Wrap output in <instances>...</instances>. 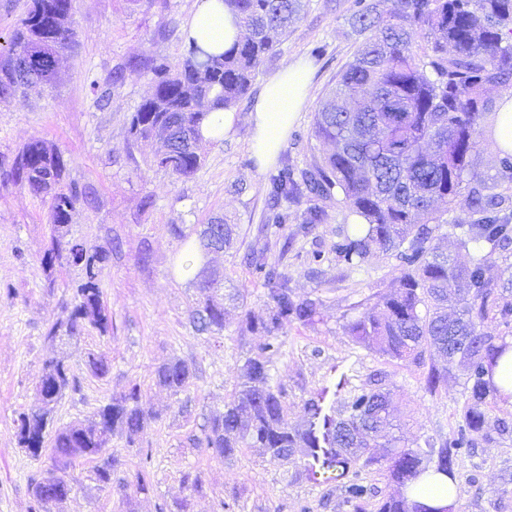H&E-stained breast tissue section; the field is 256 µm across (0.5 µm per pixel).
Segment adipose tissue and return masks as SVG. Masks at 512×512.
<instances>
[{"instance_id": "obj_1", "label": "adipose tissue", "mask_w": 512, "mask_h": 512, "mask_svg": "<svg viewBox=\"0 0 512 512\" xmlns=\"http://www.w3.org/2000/svg\"><path fill=\"white\" fill-rule=\"evenodd\" d=\"M242 34L237 20L226 10L223 0H196L185 27L186 39L203 50L218 54ZM313 68L311 63L290 61L272 75L250 112V146L260 166L273 164L307 103ZM410 498L436 507H457L458 491L444 475L426 471L409 488Z\"/></svg>"}]
</instances>
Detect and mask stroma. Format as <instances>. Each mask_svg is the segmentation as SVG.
I'll return each instance as SVG.
<instances>
[{
	"label": "stroma",
	"instance_id": "35a3bbf8",
	"mask_svg": "<svg viewBox=\"0 0 512 512\" xmlns=\"http://www.w3.org/2000/svg\"><path fill=\"white\" fill-rule=\"evenodd\" d=\"M194 4L74 0L76 41L61 60L56 85L0 108V154L15 156L28 140L42 139L62 155L68 178L91 187L94 203L76 209L69 236L108 250L101 288L112 319L107 334L89 328L66 345L50 346L46 331L68 320L81 273L42 262L52 247L47 204L24 185L0 187V512H29V481L50 465L49 457L35 460L19 448L16 420L35 404L42 362L54 353L79 382L58 404L55 426L92 418L99 405L134 386L153 413L136 447H126L121 435H113L108 450L122 465L112 476V488L98 490L91 480L95 459L77 463L72 471L77 484L64 512H158L159 506L186 497L191 512H375L380 499L403 494L385 469H359L358 479L371 494L357 510L348 503L342 482L310 477V457L281 463L262 449L243 448L225 459L198 447L210 410L232 398L241 365L263 340L261 333L242 327L247 315L265 321L271 306L262 277L248 262L252 254L286 274L295 298L321 301L319 321L284 324L281 352L273 359V381L282 388L290 425H306L311 401L323 415L338 418L351 393L376 382L390 391L409 446L440 445L465 425L468 393L462 369H451L447 383L431 394L424 385L426 365L380 356L345 332L344 323L367 296L391 291L401 265L396 257L372 255L362 267L351 268L337 258L343 228L355 221L340 196L305 199L291 206L294 220L285 229H261L271 172L255 164L250 111L264 82L284 62H313L310 99L277 161L299 170L314 165L322 152L312 135L314 114L361 41L348 23L355 0H336L331 12L324 10L323 0H309L234 107L233 133L202 141V166L195 176L178 179L152 166L149 143L128 158L129 118L149 94L148 81L129 77L113 89L102 110L89 81L107 83L113 71L149 56L178 58ZM147 195L153 203L146 208ZM308 207L322 210L325 220L302 236L295 220ZM215 219L231 224L233 235L209 264L225 293L237 291L241 297L225 300L223 331L201 334L189 318L199 293L181 265L201 225ZM174 224L182 227L183 237L171 233ZM316 250L322 255L317 265L312 262ZM92 353L106 356L105 377L89 371ZM174 359L192 369L187 387L176 395L154 377L158 366ZM483 410V430L473 434L472 448L454 464L460 485L457 512H512V430L498 431L504 423L512 427V403L492 396ZM143 450L152 455V486L145 494L133 484ZM189 470L203 483L202 493L194 496L181 483Z\"/></svg>",
	"mask_w": 512,
	"mask_h": 512
}]
</instances>
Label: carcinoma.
Returning a JSON list of instances; mask_svg holds the SVG:
<instances>
[{
    "label": "carcinoma",
    "instance_id": "1",
    "mask_svg": "<svg viewBox=\"0 0 512 512\" xmlns=\"http://www.w3.org/2000/svg\"><path fill=\"white\" fill-rule=\"evenodd\" d=\"M236 16L243 37L228 50L208 54L192 45L175 62L151 57L113 73L112 83L97 80L90 87L98 106L111 99L112 88L127 75L148 78L152 92L133 113L132 142L153 140L156 128L174 126L186 141L178 161L168 166L165 143L158 142L152 163L177 179L193 176L201 166L197 145L211 112L230 109L244 98L256 71L270 54L273 37L293 24L303 0H224ZM352 30L366 35L315 113L313 136L330 146L313 169L296 176L283 166L270 178L275 203L298 204L308 196L328 198L338 190L343 203L362 218L336 243V255L350 267L362 266L373 253H396L402 266L396 289L376 297L345 329L355 341L393 359L424 358L425 347L442 354L447 365L431 366L426 389L433 393L447 379L448 369H463L472 382L464 419L466 428L439 448L435 472L456 480L454 460L472 445L470 431L485 424L482 406L500 395L486 376L506 352L496 343L490 323L509 324L512 307L498 306L497 288H512V204L508 192H494L475 170L474 156L496 142L493 101L489 92L512 87V0H357ZM75 39L72 0H28L24 16L0 47V104L20 91L40 90L55 83L59 58ZM63 158L40 139H32L11 160L0 157V183H21L48 202L54 226V254L83 273L67 323H55L45 339L63 344L90 326L102 333L111 325L99 287L109 252L88 248L67 238L65 230L79 205H90L89 187L64 181ZM497 178L512 183V154L498 159ZM461 211L466 219L447 218ZM447 224L455 230L456 249L474 251L468 264L441 251L434 232ZM503 264L507 279L494 284L485 272L492 260ZM273 302L268 322L260 329L265 341L240 368L233 398L206 418L199 447L233 457L240 448L267 449L272 460L288 462L296 454L317 456L322 450V482L342 479L350 468L387 464L388 476L399 485L426 471L425 452L405 448L389 435L390 393L376 384L354 394L347 416L336 421L320 417L315 402L307 403L305 428L291 427L282 392L271 384L273 358L282 341L277 332L289 319L312 324L319 299L295 300L288 279L277 267H258ZM196 288L206 294L191 312L201 331L224 329L222 299L209 295L211 285L200 273ZM157 383L178 394L192 377L190 366L173 360L155 371ZM77 386L64 361L43 362L37 383L38 405L17 420L20 447L49 452L52 468L32 479L30 512H52L74 488L70 471L77 460L96 456L115 430L132 447L151 416L140 403L137 386L99 407L94 418L50 430L58 402ZM322 420L317 435L316 420ZM372 448H384L377 456ZM150 456L142 454L135 488L150 487ZM122 465L110 455L100 460L91 479L100 490L112 487V474ZM347 501L360 503L369 489L355 480L345 485ZM377 512H442L407 496L389 497Z\"/></svg>",
    "mask_w": 512,
    "mask_h": 512
}]
</instances>
